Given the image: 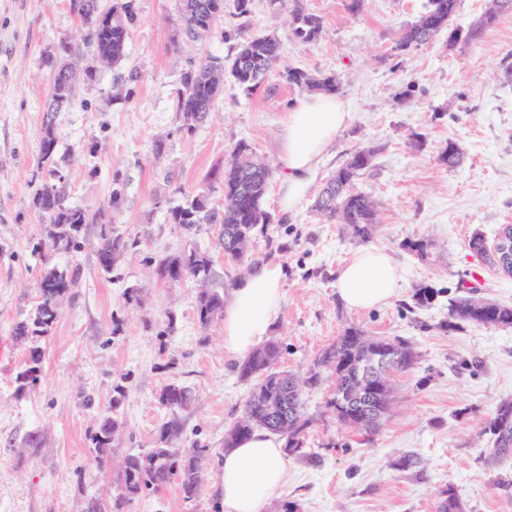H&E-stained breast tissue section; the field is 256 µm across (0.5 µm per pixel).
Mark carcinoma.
<instances>
[{"instance_id":"1","label":"carcinoma","mask_w":512,"mask_h":512,"mask_svg":"<svg viewBox=\"0 0 512 512\" xmlns=\"http://www.w3.org/2000/svg\"><path fill=\"white\" fill-rule=\"evenodd\" d=\"M201 5L198 10L183 13L181 34L184 43L194 46L202 41L224 16V0H193ZM276 13L288 12L291 40L297 45L320 41L324 34L322 18L309 11L303 0H269ZM462 0H427L424 11L413 21L400 26L393 54L398 59L412 48L431 43L443 33L448 34V47L468 45L479 40L483 33L494 26L505 13H512V0H486L483 12L466 26L455 23ZM69 8L83 29V37L92 48V58L106 59L116 65L126 56L130 26L136 18L133 0H69ZM108 11L112 22L97 25L89 21L93 13ZM281 59V41L273 33L252 35L238 42L234 54L222 65L192 67L183 73L176 91L174 110L180 119L190 113L197 115L196 122L182 123L181 129L191 132L203 122L215 100L229 81L248 94L269 82L272 76L290 87L305 93H336L341 88L342 75L337 71L289 68L278 72ZM43 63L50 74L58 76L72 65L71 48L62 40L49 48ZM92 82L87 76L70 83L49 82L47 113L41 139L42 162L46 163L48 178L33 197L34 208L49 219L47 239L33 247L41 265L36 281V302L30 313L16 324L15 339L27 342L24 362L15 374L16 391L24 392L37 385L43 372L44 350L39 341L50 335L59 315L61 304L75 299L68 285L81 280L82 268L78 264L60 267L52 263L54 256L80 251L87 236L96 238L95 253L100 269L110 274L128 248L138 244L117 232L114 214L122 205V188L112 189L107 206L93 213L70 202L68 181L64 173L65 157L58 155V141L54 134V98L60 96L70 105L79 94L80 86ZM383 147L370 145L356 149L326 181L314 201V211L320 219L342 225L343 231L354 239H370L379 224L376 199L357 188V181L370 176L375 170V159ZM230 158L224 167L211 171L210 183L221 186L224 202L213 203L205 191L182 193V201H167V216L172 224L179 225L187 234L203 225L219 229L216 247L224 255V266L245 274L253 261V240L257 231L274 223L265 208L269 185L275 175L270 162L258 158L251 146L239 141L231 146ZM437 161L448 170L463 163L459 145L448 142L438 153ZM469 250L489 267L497 269L493 246L480 233L468 240ZM148 266L162 269L174 284L179 274L182 282L197 286L196 315L202 328L222 322L224 317V276L215 268L213 259L194 245L179 253H169L149 258ZM441 290L430 285L414 289L412 299L417 307L432 304ZM463 323L489 326H512V306L480 296H464L448 303V330H457ZM381 338L364 330L349 326L334 342L321 349L306 374L278 369L283 344L273 337L252 350L234 364V370L245 381L254 382L241 415L224 434V447L230 448L235 440L262 428L286 440L289 454L302 453L305 433L316 420L308 413L305 394L319 388L326 377L335 378L334 390L326 401V409L344 425L364 436L374 435L382 425L359 423L354 417L362 414V404L349 403L345 391L348 381L354 379L353 364L365 353L368 345ZM393 367L384 379V392L380 402H394L393 377L397 373L415 368L418 357L405 341H393ZM123 385L114 387L111 412L100 418L91 436L93 450L104 457L115 446L122 422L119 408L126 398ZM159 403L171 411V417L160 426L155 446L137 453L126 454L117 473L120 493L112 499V512H123L124 505L139 496L156 492L176 483L187 501L196 498L203 482L205 461L210 457L208 448H176L173 441L182 434L183 422L177 411L186 409L192 401L189 389L177 384L164 386L158 395ZM509 432L512 442V401H503L494 415L487 419L483 432L490 435L493 447L482 455L484 463L494 467L505 460L500 454L501 429Z\"/></svg>"}]
</instances>
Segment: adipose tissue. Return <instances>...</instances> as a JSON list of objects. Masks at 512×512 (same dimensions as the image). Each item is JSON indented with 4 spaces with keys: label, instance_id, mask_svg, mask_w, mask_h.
<instances>
[{
    "label": "adipose tissue",
    "instance_id": "ef3b65f1",
    "mask_svg": "<svg viewBox=\"0 0 512 512\" xmlns=\"http://www.w3.org/2000/svg\"><path fill=\"white\" fill-rule=\"evenodd\" d=\"M349 114L336 95L312 94L288 114L280 140L281 175L275 194L283 217H290L310 194L326 148L348 124ZM286 267L278 261L256 266L238 280L224 310V348L242 355L269 336L283 303ZM398 286L397 269L385 252L362 248L336 275L337 295L351 310H369L388 302ZM222 471L217 499L221 512H265L288 479L283 440L255 430L218 459Z\"/></svg>",
    "mask_w": 512,
    "mask_h": 512
}]
</instances>
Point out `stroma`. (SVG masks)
<instances>
[{"instance_id":"stroma-1","label":"stroma","mask_w":512,"mask_h":512,"mask_svg":"<svg viewBox=\"0 0 512 512\" xmlns=\"http://www.w3.org/2000/svg\"><path fill=\"white\" fill-rule=\"evenodd\" d=\"M349 2L305 0L326 29L311 46L294 45L287 16L272 12L266 0H253L249 16H224L188 51L178 36V0H134L137 17L125 59L82 86L74 107L57 115L55 135L68 158L71 203L95 211L114 184H122L115 227L138 245L108 276L92 248L73 254L83 270L76 297L63 304L41 342L39 384L20 394L14 376L25 347L14 340L13 328L35 303L40 261L31 250L45 239L47 225L33 206L44 174L40 141L49 71L42 57L63 38L79 63H87L91 50L69 0H0V512H87L90 499L114 498L122 458L152 447L170 416L156 399L170 383L190 388L195 398L180 413L178 447L223 451L224 432L252 385L233 372L222 326L200 327L193 284L154 280L146 259L191 241L223 269L209 226L186 234L154 201L208 188L209 171L224 164L238 141L258 156L278 158L287 102L295 96L288 85L248 97L225 84L208 119L190 134L181 131L173 109L185 70L224 62L233 51L224 32L237 27L246 36L276 31L284 44L282 66L342 72L340 96L352 119L328 147L319 180L356 148L384 147L359 187L380 203L369 244L384 250L400 275L398 293L387 304L351 311L341 303L336 271L360 244L341 225L320 221L311 199L256 237L259 260H279L288 269L272 328L285 346L281 369L306 372L350 325L405 340L419 357L414 369L395 375L393 409L367 440L321 417L331 384L311 391L309 411L317 419L306 432V457L288 458L282 498L298 500L302 512H437L439 491L451 486L463 512H512V459L493 469L480 459L491 445L482 432L485 419L512 400V326L442 327L449 298L466 291L512 304V276L492 270L467 246L473 233L491 241L501 225L512 224V85L499 79L501 61L512 53V14L469 46L452 50L440 38L410 50L403 70L395 71L389 55L397 31L426 0H366L356 15ZM411 80L419 90L401 100ZM451 139L465 155L454 171L436 161ZM159 140L165 145L160 155L154 151ZM417 237L428 244L427 258L401 246ZM422 284L442 294L417 308L412 294ZM132 287L138 293L130 299ZM171 316L176 326L169 332ZM116 319L122 322L117 334ZM120 382L128 388L120 407L122 438L101 459L90 436ZM32 435L38 447H28ZM406 451L420 458L421 472L394 469ZM220 480L215 462H208L194 500L171 485L135 499L125 512H213Z\"/></svg>"}]
</instances>
